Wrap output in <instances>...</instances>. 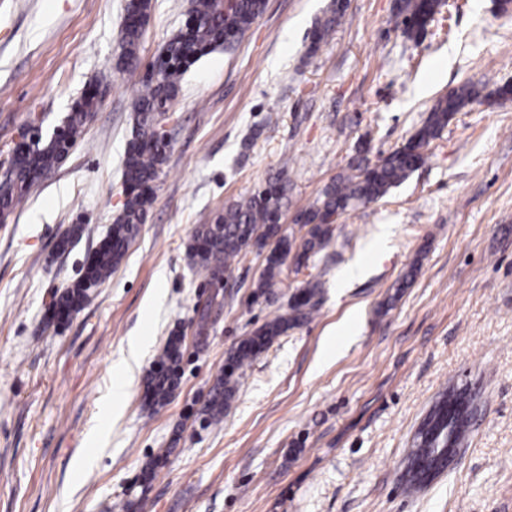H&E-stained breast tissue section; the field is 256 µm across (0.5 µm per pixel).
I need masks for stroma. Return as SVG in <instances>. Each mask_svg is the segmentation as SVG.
I'll use <instances>...</instances> for the list:
<instances>
[{"label":"stroma","mask_w":512,"mask_h":512,"mask_svg":"<svg viewBox=\"0 0 512 512\" xmlns=\"http://www.w3.org/2000/svg\"><path fill=\"white\" fill-rule=\"evenodd\" d=\"M128 0H0V163L21 128L50 136L88 85L83 136L0 217V512H512V0H447L418 39L395 0H267L231 51L185 74L170 143L121 265L65 322L53 294L80 276L125 201L133 103L189 0H151L138 65L119 71ZM336 15L323 41L319 21ZM483 88L407 180L348 211L300 272L255 296L250 252L209 283L197 225L283 176L282 232L349 163L404 144L441 96ZM83 227L66 251L57 244ZM354 278H347L350 268ZM406 288H399L403 277ZM319 283L311 317L238 374L219 426L200 411L246 336ZM356 321L324 356V338ZM180 335L178 388L144 407ZM146 347L130 355L129 337ZM122 380L121 408L103 400ZM476 395L447 469L406 489L413 438L454 384ZM168 449L151 481L145 466Z\"/></svg>","instance_id":"stroma-1"}]
</instances>
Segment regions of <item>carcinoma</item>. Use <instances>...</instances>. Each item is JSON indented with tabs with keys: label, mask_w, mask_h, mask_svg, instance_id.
I'll use <instances>...</instances> for the list:
<instances>
[{
	"label": "carcinoma",
	"mask_w": 512,
	"mask_h": 512,
	"mask_svg": "<svg viewBox=\"0 0 512 512\" xmlns=\"http://www.w3.org/2000/svg\"><path fill=\"white\" fill-rule=\"evenodd\" d=\"M442 7L439 0H397L396 17L411 39L421 36L416 21ZM266 0H235L230 8L224 0H189L188 14L195 20L190 34L178 33L164 46L165 60L160 76L142 85L135 104L133 138L129 142L123 176L133 191L127 196L122 214L112 225L107 239L100 244L83 274L59 295L53 308L67 315L80 310L89 300L92 289L108 280L124 259L130 244L137 237L140 224L152 202L153 184L167 158V144L157 130L158 118L166 114L180 89L183 75L204 55L222 46L233 48L264 13ZM126 9L137 14L138 21L125 25L121 48L127 65L137 61V51L149 17L150 0H129ZM480 88L464 84L439 98L417 133L406 144L381 158L363 172L349 166L350 172L323 190L311 207L300 211L296 223L306 228L300 242L288 239L279 224L286 186L277 177L267 188L248 198L224 205V212L210 224L196 227L188 256L199 271L209 276L224 271L247 253H266L265 266L255 283L254 293L264 295L272 290L283 274L289 254H294L295 270L310 255L323 249L332 235L328 220L349 210L385 196L391 188L403 183L426 158V149L439 137L448 122L468 103L478 99ZM96 98L86 92L71 108L62 127L67 145L52 138L41 142L31 153L11 155L8 175L0 180V214L9 213L28 189L47 171L64 160V147H73L82 137ZM318 293L312 284L301 292L302 299L289 305V312L278 314L255 333L242 339L229 355L235 369H242L254 356L277 337L306 321L315 309L310 300ZM182 339L171 336L159 356L157 369L148 376L147 394L152 407L165 405L178 387V369L182 357ZM237 381L233 374L220 376L214 382L204 413L210 425L224 420V410L233 400Z\"/></svg>",
	"instance_id": "obj_1"
}]
</instances>
